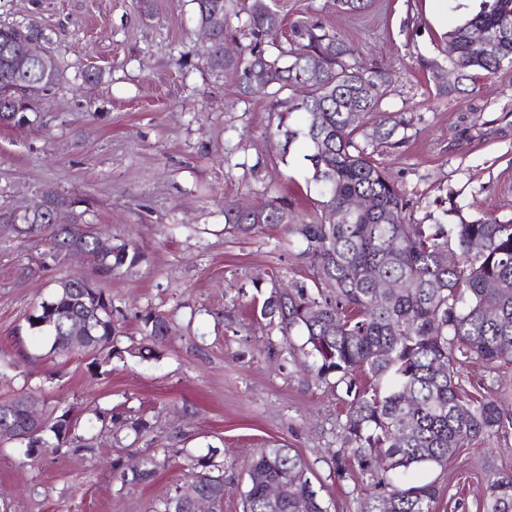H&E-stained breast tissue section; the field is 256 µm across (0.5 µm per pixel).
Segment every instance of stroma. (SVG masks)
Wrapping results in <instances>:
<instances>
[{
    "mask_svg": "<svg viewBox=\"0 0 512 512\" xmlns=\"http://www.w3.org/2000/svg\"><path fill=\"white\" fill-rule=\"evenodd\" d=\"M480 0H370L363 12L333 0H275L285 23L325 20L366 66L393 73L388 111L405 124L400 147L381 143L374 159L402 190L415 221L456 224L483 215L512 217V70L471 94L436 97L420 59L446 55V33L478 11ZM32 23L56 58L60 81L40 93L25 126L0 124V212L39 205L44 192L81 201L111 242H136L138 266L101 280L123 320V345L141 341L137 317L152 310L176 331L160 358L126 357L90 367L79 351L50 355L46 335L26 322L57 278L91 275L83 256L42 270L44 243L0 223V400L22 386L43 388L46 414L64 401L80 415L87 447L63 445L37 457L0 440V506L10 512H150L190 480L185 453L216 448L224 465V512H242L244 461L255 449L293 448L307 463L329 512H359L360 480L339 477L332 448L344 420L341 393L306 367L302 337L269 328L255 301L271 279L307 281L309 260L277 228L242 237L224 231V204L267 201L266 187L295 212H317L320 189L296 143L283 153L272 135L278 111L263 93L245 97L229 75L200 60L204 42L193 0H0V23ZM97 68L99 82L85 70ZM485 125L463 118L486 99ZM34 266L22 277L24 266ZM96 408L152 418L153 432L118 448L91 419ZM168 450L152 481L122 487L114 463L132 468ZM512 473V434L461 448L445 469L418 468L436 482V512H482L488 478Z\"/></svg>",
    "mask_w": 512,
    "mask_h": 512,
    "instance_id": "1",
    "label": "stroma"
}]
</instances>
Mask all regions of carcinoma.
<instances>
[{
    "mask_svg": "<svg viewBox=\"0 0 512 512\" xmlns=\"http://www.w3.org/2000/svg\"><path fill=\"white\" fill-rule=\"evenodd\" d=\"M199 27L218 30L205 46L202 63L233 76L240 93L266 87L282 108L274 134L285 143H306L310 179L320 187V218L309 221L288 202L274 197L260 206L224 203L229 232L246 236L280 227L299 240V256L311 260L310 284L278 291L271 285L260 316L284 336H304L303 354L313 359L317 378L331 388L345 386L348 401L340 444L333 455L336 471L353 467L368 481L361 512H434L439 489L434 483L405 486L397 476L412 468L440 467L457 451L485 435L512 431V377L497 376L488 395L469 394L459 368L478 362L490 370L512 366V218L490 216L458 224H419L409 203L370 147L389 139L405 124L385 109L391 77L382 69L354 61V48L319 21L290 26L289 47L274 42L283 18L273 0H246L236 13L239 33L248 40L235 55L224 54L226 0H194ZM484 30L494 49L473 43ZM42 33L31 25H0V123L22 125L34 97L55 85L59 69L51 54L21 69L17 60L26 44ZM453 51L424 64L439 97L465 92L480 80L512 69V0H481L479 10L448 32ZM303 117L296 125L293 115ZM355 198L369 206L348 211ZM38 212L1 213L0 221L18 224L19 236L40 238L46 256L66 261L78 248L92 264L93 276L55 281L49 298L27 317L29 328L53 337L51 352L69 353L63 336L69 320L83 316L90 330L83 353L99 368L135 353L158 357L173 325L161 312L140 315L148 346H121L122 331L110 312L112 297L98 280L145 257L132 241L112 244L102 253L97 230L74 203L51 191ZM37 390L24 387L0 402V439L7 431L30 434L27 451L45 455L70 440L77 422L64 407L39 425L27 424V409ZM101 425L111 424L112 441L148 435L151 419L121 418L93 410ZM193 492L207 497L211 512H224V472L214 454H185ZM169 457L148 455L139 466L121 470V488L150 481ZM311 470L293 449L260 448L247 462L244 512H328ZM271 484L287 491L277 499ZM483 512H512V473L492 478L485 487ZM152 512H194L192 500L172 489Z\"/></svg>",
    "mask_w": 512,
    "mask_h": 512,
    "instance_id": "carcinoma-1",
    "label": "carcinoma"
}]
</instances>
